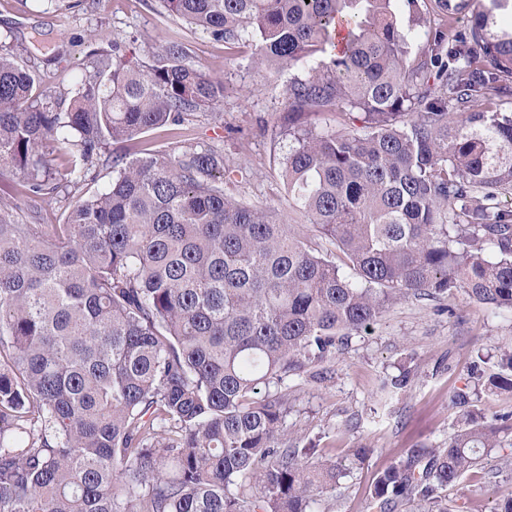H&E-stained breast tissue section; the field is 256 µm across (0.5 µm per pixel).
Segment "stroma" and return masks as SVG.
Returning <instances> with one entry per match:
<instances>
[{"mask_svg": "<svg viewBox=\"0 0 512 512\" xmlns=\"http://www.w3.org/2000/svg\"><path fill=\"white\" fill-rule=\"evenodd\" d=\"M174 37L187 46L191 64L223 80L224 101L176 129L127 143L128 158L144 149H169L184 139L212 147L233 169L224 183L226 194L299 226L277 163L288 151L280 126L285 90L297 69H283L277 79L261 82L251 64L250 39L225 48L206 32L166 17L159 0H0V51L37 67L40 96L52 103L70 91L74 77L92 72L102 40L118 41L127 59L145 64L156 44ZM111 181L112 164L102 159L82 166L67 193L55 199L29 195L17 175L0 183V201L16 207L24 221L60 224L70 206L104 191ZM510 343L512 309H485L459 291L439 302L411 298L369 331L354 335L327 364L325 380L289 378L287 437L313 442L339 460L356 448L370 451L341 479L335 498H319L313 512L331 507L371 512L369 488L376 475L405 459L410 448L446 447L457 428L452 396L469 383L477 358L495 364ZM405 370L410 382L404 391H381L384 378ZM509 454L512 428L505 429L501 448L488 454L481 468L449 489V498L463 494L470 512H493L496 503L512 496V468L502 466Z\"/></svg>", "mask_w": 512, "mask_h": 512, "instance_id": "stroma-1", "label": "stroma"}]
</instances>
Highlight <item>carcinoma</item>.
<instances>
[{
  "instance_id": "obj_1",
  "label": "carcinoma",
  "mask_w": 512,
  "mask_h": 512,
  "mask_svg": "<svg viewBox=\"0 0 512 512\" xmlns=\"http://www.w3.org/2000/svg\"><path fill=\"white\" fill-rule=\"evenodd\" d=\"M395 0H162L233 46L247 35L285 91L279 161L308 229L224 192V154L195 142L126 160L130 141L224 100L178 39L135 66L113 42L66 109L0 53V177L58 194L57 157L112 151V183L62 224L0 203V512H310L349 465L284 439L291 376L396 304L455 291L512 309V0L439 22L411 54ZM346 44L335 50V34ZM358 115L348 132L311 127ZM334 251L325 252L321 241ZM494 388L512 392V346ZM465 410L446 448H413L370 488L377 512H468L446 492L499 446Z\"/></svg>"
}]
</instances>
